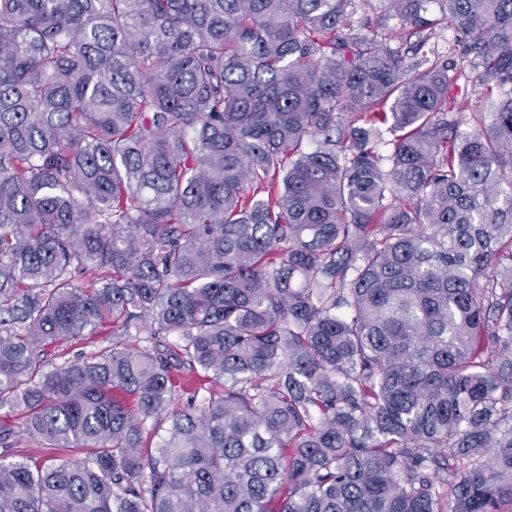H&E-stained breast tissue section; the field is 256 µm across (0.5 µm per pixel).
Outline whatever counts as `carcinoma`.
Wrapping results in <instances>:
<instances>
[{"instance_id": "carcinoma-1", "label": "carcinoma", "mask_w": 512, "mask_h": 512, "mask_svg": "<svg viewBox=\"0 0 512 512\" xmlns=\"http://www.w3.org/2000/svg\"><path fill=\"white\" fill-rule=\"evenodd\" d=\"M382 2L0 0V512H512V0ZM105 336H99L94 343H82L79 341H72L64 344H58L52 347L47 348V361L49 362H62L64 359H60V354L65 353V358L72 359L79 355L80 353H89L92 350L100 348L105 345H109V342H112V337L107 336L109 339H103Z\"/></svg>"}]
</instances>
